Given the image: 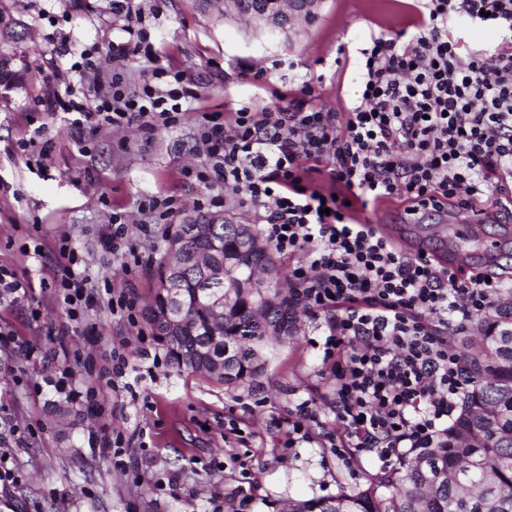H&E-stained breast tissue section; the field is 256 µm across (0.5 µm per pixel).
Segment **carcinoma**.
Returning a JSON list of instances; mask_svg holds the SVG:
<instances>
[{
  "label": "carcinoma",
  "instance_id": "obj_1",
  "mask_svg": "<svg viewBox=\"0 0 512 512\" xmlns=\"http://www.w3.org/2000/svg\"><path fill=\"white\" fill-rule=\"evenodd\" d=\"M194 228L181 245L185 253L206 248L213 239L222 240L224 255L238 259L242 277L249 273L250 260H275L266 245L239 256L240 243L258 237L249 224L226 219L214 225L210 216L198 214ZM203 279L201 269L186 267V334L164 343L161 328L145 311L143 318L152 336L177 368L207 374L210 370L197 359V351L220 359L228 341L232 375L214 380L236 385L256 378L265 363L264 336L271 327L292 319L288 295L276 288L244 289L236 305L224 310V336L216 338L210 311L194 301V290ZM477 329L480 338L462 341L459 351L470 380L459 414L434 443L409 450L400 470L387 479V485L394 488L390 497L379 499L369 489L357 494L340 492L327 499L298 502L290 512H512V303L496 307L493 318Z\"/></svg>",
  "mask_w": 512,
  "mask_h": 512
}]
</instances>
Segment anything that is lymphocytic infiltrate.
Returning a JSON list of instances; mask_svg holds the SVG:
<instances>
[{"instance_id":"f902f5d3","label":"lymphocytic infiltrate","mask_w":512,"mask_h":512,"mask_svg":"<svg viewBox=\"0 0 512 512\" xmlns=\"http://www.w3.org/2000/svg\"><path fill=\"white\" fill-rule=\"evenodd\" d=\"M112 13L128 36L113 59L139 55L153 77L165 75L137 0H112ZM472 28L494 42L472 48ZM359 54L362 93L344 115L317 107L307 87L272 111L241 107L229 123L204 115L197 177L224 188L204 209L237 196L268 246L293 260L290 309L328 316L322 348L336 362L343 427L330 446L388 461L432 442L452 419L466 378L448 337L491 317L506 284L409 254L357 214L397 197L421 217L493 208L512 219V0H415L406 29L370 34ZM111 84V98L91 109L64 72L52 76L44 110L66 114L79 149L103 126L135 123L148 136L173 127L195 96L181 85L132 87L119 73ZM325 162L328 192L308 181ZM57 249L69 268L55 295L76 321L97 292L75 273L69 238Z\"/></svg>"}]
</instances>
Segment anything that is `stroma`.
<instances>
[{"mask_svg":"<svg viewBox=\"0 0 512 512\" xmlns=\"http://www.w3.org/2000/svg\"><path fill=\"white\" fill-rule=\"evenodd\" d=\"M142 24L163 59L196 91L180 124L145 138L137 125L101 130L89 152H79L61 118H45L38 99L49 72L52 43L68 38L94 63V76L121 70L134 85L150 80L144 60L112 58L126 41L112 0H0V57L8 58L18 86L0 98V266L28 280L27 295L0 299V457L13 473L0 480V512H288L295 500L322 499L374 488L400 459L382 463L366 454L347 466L320 438L339 422L331 404V363L315 343L325 314L299 313L298 332L270 343L258 384L226 386L208 375L178 369L144 320L113 316L106 302L71 321L57 301L54 282L66 266L54 246L69 236L82 258L80 272L97 290L124 292L144 309L154 288V266H135L100 241L113 213L125 217V240L162 258L165 238L145 236L148 203L175 196L180 212L212 194L196 173L205 158L195 151L201 115L230 117L242 106L275 109L282 95L310 87L314 102L344 112L360 94L357 50L371 32L405 28L406 0H316L312 12L283 29H270L224 11V0H141ZM44 137H35L37 127ZM52 147L43 165L29 163L44 140ZM28 150H20V143ZM404 205L376 202L361 221L407 244ZM47 246L44 262L29 250ZM127 362L123 390L92 376L81 358L104 363L111 352ZM95 385L103 416L58 392ZM312 402L318 439L286 445L288 418ZM237 424L239 435L229 434ZM121 447L105 448L103 434Z\"/></svg>","mask_w":512,"mask_h":512,"instance_id":"stroma-1","label":"stroma"}]
</instances>
